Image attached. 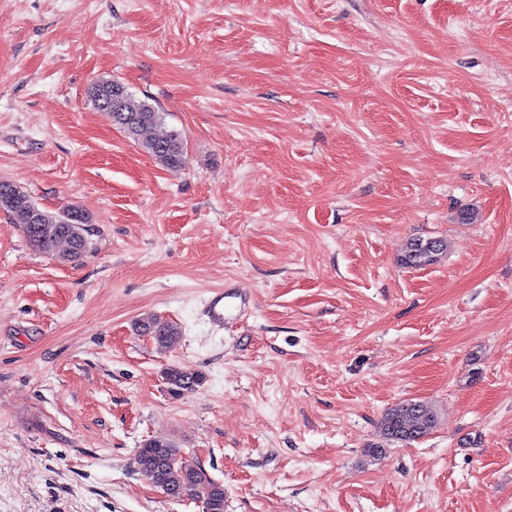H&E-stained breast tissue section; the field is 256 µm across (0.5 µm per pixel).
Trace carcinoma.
Instances as JSON below:
<instances>
[{
    "label": "carcinoma",
    "instance_id": "obj_1",
    "mask_svg": "<svg viewBox=\"0 0 512 512\" xmlns=\"http://www.w3.org/2000/svg\"><path fill=\"white\" fill-rule=\"evenodd\" d=\"M94 109L103 112L112 124L122 129L127 138L143 147L154 160L167 169L186 163V148L181 133L173 131L163 137L151 131L163 120L158 108L131 93L116 79H99L89 91ZM18 186L0 182V210L18 218L29 245L36 251L51 255L60 262H75L88 252L93 235L91 219L77 207L50 212L40 208L28 193L15 195ZM448 251L444 238H415L401 257V264L421 268L436 262ZM138 336H148L159 348H167L178 336L177 324L148 315L133 323ZM168 392L180 398L194 392L205 382L198 371L178 367L164 373ZM437 420L431 407L410 401L388 410L380 424L389 439L410 442L426 434ZM138 472L149 483L165 486L171 498L184 496L210 504L211 512H224V485L211 479L201 466L190 462L175 442L153 438L138 448L135 456Z\"/></svg>",
    "mask_w": 512,
    "mask_h": 512
}]
</instances>
